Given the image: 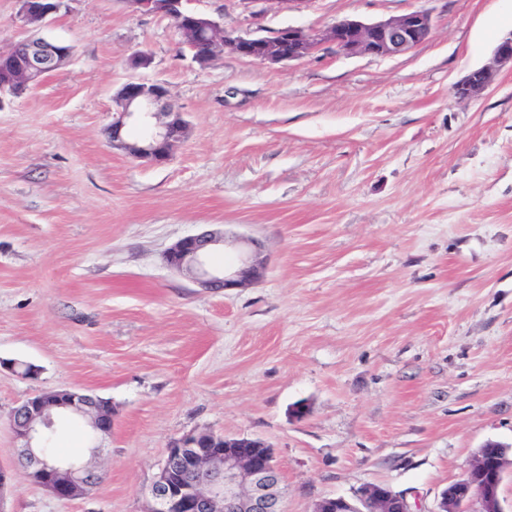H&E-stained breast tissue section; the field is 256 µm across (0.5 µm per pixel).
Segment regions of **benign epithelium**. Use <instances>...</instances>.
I'll use <instances>...</instances> for the list:
<instances>
[{
	"label": "benign epithelium",
	"instance_id": "benign-epithelium-1",
	"mask_svg": "<svg viewBox=\"0 0 512 512\" xmlns=\"http://www.w3.org/2000/svg\"><path fill=\"white\" fill-rule=\"evenodd\" d=\"M64 0H17V19L24 27L41 28L60 11ZM135 14L171 19L185 38L193 60L205 65L215 56L232 54L284 66L320 51L346 55L392 57L406 54L432 33L431 14L415 10L375 22L343 18L318 28L288 26L258 28L241 33L224 30L221 22L190 11L187 0H125ZM71 48L44 38L30 39L0 53V105L38 85L69 58ZM494 63L470 71L453 88L460 100H469L491 87L499 67L512 65V32L501 37L493 51ZM168 88L158 82L132 80L112 97V146L127 155L162 164L187 134L183 113L168 102ZM224 232L208 230L186 236L165 254L170 267L187 275L206 290L243 287L258 276V267L241 260L232 272L216 271L207 260ZM67 411L87 420L94 434L112 432L109 401L74 389H56L28 398L12 415L11 427L23 443L27 477L53 496L67 500L88 493L99 475L65 459H51L40 447L51 431L55 415ZM508 448L485 443L465 474L448 484L436 512H507L500 497L504 472L512 461ZM280 472L272 447L260 438L236 437L208 431L193 432L173 441L158 465L148 489L150 512H285L279 489ZM311 512H412L407 497L387 485L366 483L352 495L324 497Z\"/></svg>",
	"mask_w": 512,
	"mask_h": 512
}]
</instances>
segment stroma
Here are the masks:
<instances>
[{
	"label": "stroma",
	"mask_w": 512,
	"mask_h": 512,
	"mask_svg": "<svg viewBox=\"0 0 512 512\" xmlns=\"http://www.w3.org/2000/svg\"><path fill=\"white\" fill-rule=\"evenodd\" d=\"M188 6L252 28L239 0ZM17 9L0 0V51L37 36L71 54L0 105L6 512H149L169 444L201 430L267 441L287 512L364 483L436 512L478 448L512 447V67L475 99L452 93L512 32V0L271 4V28L433 18L404 55L283 67L199 66L170 19L125 0H64L34 31ZM136 50L149 69L126 67ZM133 79L166 84L189 126L166 163L110 142L112 96ZM207 227L224 230L219 264L260 243L258 281L210 293L167 266ZM60 388L114 413L95 439L85 419L59 420L55 454L104 474L69 500L26 479L10 428Z\"/></svg>",
	"instance_id": "35a3bbf8"
}]
</instances>
